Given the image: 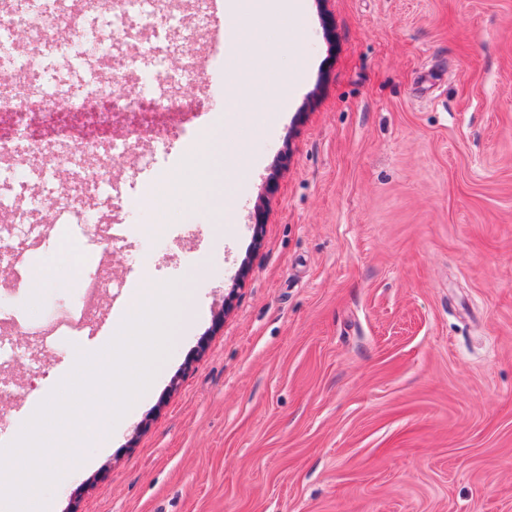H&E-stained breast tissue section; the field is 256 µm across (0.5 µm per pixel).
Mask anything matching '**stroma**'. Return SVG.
Wrapping results in <instances>:
<instances>
[{"label": "stroma", "mask_w": 512, "mask_h": 512, "mask_svg": "<svg viewBox=\"0 0 512 512\" xmlns=\"http://www.w3.org/2000/svg\"><path fill=\"white\" fill-rule=\"evenodd\" d=\"M304 37L273 51L290 93L259 130L225 111L247 69L211 61L222 86L156 110L136 148L103 151L107 180L54 182L73 144L29 146L0 176L1 421H23L67 377L62 316L93 325L71 272L177 282V335L150 388L91 446L63 461L46 512H512V0H296ZM110 53L129 86L162 20L129 23ZM61 96L90 94L86 57L41 55ZM251 141L232 201L224 182L195 219L178 177L203 134ZM160 206L147 207L149 188ZM119 222L76 261L50 235ZM49 273L31 294L28 277Z\"/></svg>", "instance_id": "obj_1"}]
</instances>
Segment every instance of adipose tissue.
I'll list each match as a JSON object with an SVG mask.
<instances>
[{
	"instance_id": "obj_1",
	"label": "adipose tissue",
	"mask_w": 512,
	"mask_h": 512,
	"mask_svg": "<svg viewBox=\"0 0 512 512\" xmlns=\"http://www.w3.org/2000/svg\"><path fill=\"white\" fill-rule=\"evenodd\" d=\"M243 22L230 27L229 34L244 51H261L269 46L274 31H287L294 12L290 0H237ZM288 91V83L278 70L277 60L270 59L248 68L243 88H231L226 96V111L241 113L245 122L254 115L274 111L276 102ZM250 147L247 142H231L227 152L206 150L204 158L211 170L223 173L224 193L232 195L239 179L247 174Z\"/></svg>"
}]
</instances>
